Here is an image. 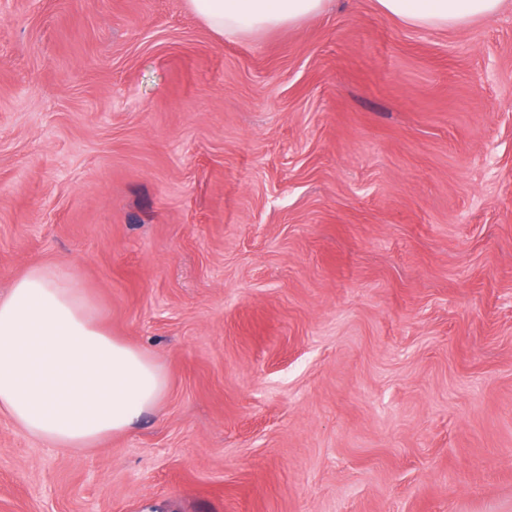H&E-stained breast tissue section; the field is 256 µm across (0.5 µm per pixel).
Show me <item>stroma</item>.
<instances>
[{"mask_svg": "<svg viewBox=\"0 0 512 512\" xmlns=\"http://www.w3.org/2000/svg\"><path fill=\"white\" fill-rule=\"evenodd\" d=\"M35 263L167 391L79 451L0 411V512H512V0H0V294ZM187 7L227 40L258 35L321 14L334 0H185ZM378 9L406 25L419 28H460L499 12L504 0H376Z\"/></svg>", "mask_w": 512, "mask_h": 512, "instance_id": "35a3bbf8", "label": "stroma"}]
</instances>
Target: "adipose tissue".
Wrapping results in <instances>:
<instances>
[{"instance_id": "ef3b65f1", "label": "adipose tissue", "mask_w": 512, "mask_h": 512, "mask_svg": "<svg viewBox=\"0 0 512 512\" xmlns=\"http://www.w3.org/2000/svg\"><path fill=\"white\" fill-rule=\"evenodd\" d=\"M332 0H186L227 40L321 14ZM504 0H377L384 15L419 28H460ZM167 380L146 351L112 337L65 267L35 264L0 296V410L56 448H95L138 424Z\"/></svg>"}]
</instances>
